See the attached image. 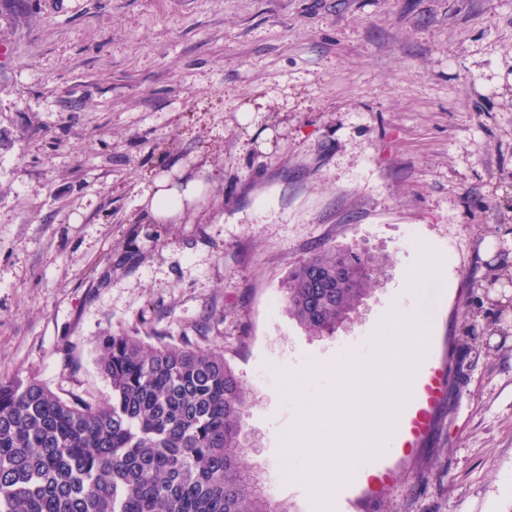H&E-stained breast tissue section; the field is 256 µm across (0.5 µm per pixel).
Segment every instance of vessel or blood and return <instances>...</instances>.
Listing matches in <instances>:
<instances>
[{"label": "vessel or blood", "instance_id": "vessel-or-blood-1", "mask_svg": "<svg viewBox=\"0 0 512 512\" xmlns=\"http://www.w3.org/2000/svg\"><path fill=\"white\" fill-rule=\"evenodd\" d=\"M448 384L443 367L433 365L417 380V394L406 406L398 421L397 434L391 445L395 448L416 447L431 431L436 407L446 399Z\"/></svg>", "mask_w": 512, "mask_h": 512}]
</instances>
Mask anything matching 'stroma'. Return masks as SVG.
<instances>
[{
    "label": "stroma",
    "instance_id": "obj_1",
    "mask_svg": "<svg viewBox=\"0 0 512 512\" xmlns=\"http://www.w3.org/2000/svg\"><path fill=\"white\" fill-rule=\"evenodd\" d=\"M163 176L203 185L176 224ZM420 242L445 263L408 298ZM336 246L389 263L312 337L286 281ZM399 301L452 380L350 512H512V0H0V379L100 404L99 336L221 350L266 493L333 512L295 435ZM182 187V190L170 187L168 179L158 178L150 190L142 196L141 203L146 205L156 220H173L184 210L185 202L191 204L200 196L202 183L190 180L183 183Z\"/></svg>",
    "mask_w": 512,
    "mask_h": 512
}]
</instances>
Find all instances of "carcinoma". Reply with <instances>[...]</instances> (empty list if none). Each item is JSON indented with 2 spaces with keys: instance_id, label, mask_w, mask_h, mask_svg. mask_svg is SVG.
<instances>
[{
  "instance_id": "carcinoma-1",
  "label": "carcinoma",
  "mask_w": 512,
  "mask_h": 512,
  "mask_svg": "<svg viewBox=\"0 0 512 512\" xmlns=\"http://www.w3.org/2000/svg\"><path fill=\"white\" fill-rule=\"evenodd\" d=\"M386 263L360 248L315 252L288 274L289 314L311 336L336 334ZM97 349L102 404L0 380V512H285L247 463L248 392L223 351L127 333Z\"/></svg>"
}]
</instances>
